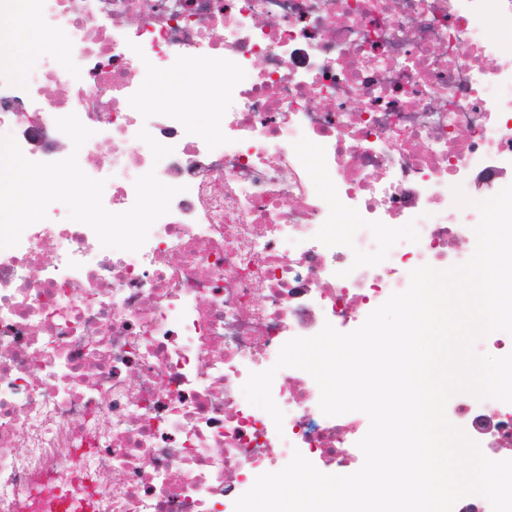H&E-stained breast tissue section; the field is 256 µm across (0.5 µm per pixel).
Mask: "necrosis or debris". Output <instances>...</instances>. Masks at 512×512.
Returning a JSON list of instances; mask_svg holds the SVG:
<instances>
[{
	"label": "necrosis or debris",
	"instance_id": "obj_1",
	"mask_svg": "<svg viewBox=\"0 0 512 512\" xmlns=\"http://www.w3.org/2000/svg\"><path fill=\"white\" fill-rule=\"evenodd\" d=\"M26 6L71 51L23 81L0 60V128L58 161L76 114L109 211L151 170L181 192L139 251L58 222L0 255V512H235L293 453L360 466L367 416L324 415L307 372L276 369L279 427L242 386L290 339L360 327L413 269L463 261L448 245L480 214L456 192L512 180V60L487 32L512 0ZM161 74L223 86L209 129L133 109ZM143 128L172 154L154 162ZM446 415L490 459L512 447V403L457 394Z\"/></svg>",
	"mask_w": 512,
	"mask_h": 512
}]
</instances>
